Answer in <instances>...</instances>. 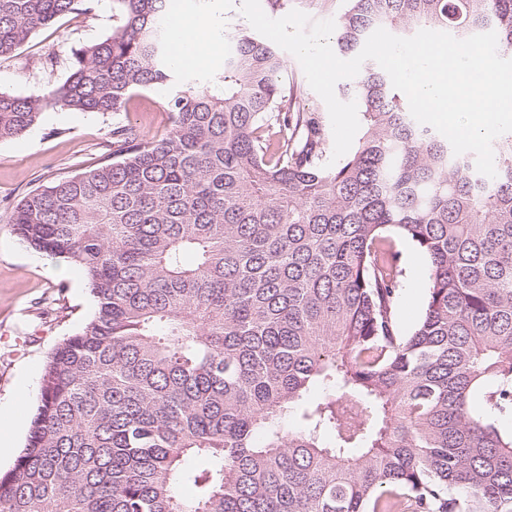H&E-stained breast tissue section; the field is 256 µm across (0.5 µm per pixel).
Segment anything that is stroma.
<instances>
[{
	"mask_svg": "<svg viewBox=\"0 0 512 512\" xmlns=\"http://www.w3.org/2000/svg\"><path fill=\"white\" fill-rule=\"evenodd\" d=\"M170 17L193 12L212 16L218 31L246 27L239 0H224L213 12L210 0H169ZM112 32V0H96L90 16L68 15L39 31L15 56L0 58V91L26 95L47 91L67 76L74 44L97 42ZM55 56L51 68L40 58ZM162 88L140 92L126 110L107 115L47 108L21 137L0 141V408L20 406L23 414L10 453L0 456V471L11 469L26 443L31 414L38 402L44 362L64 337L84 327L94 301L86 278L75 265L27 247L11 224L13 208L33 184L47 182L94 165L109 152L114 127L132 125L147 136L170 128L162 106ZM403 269L395 318L409 333L425 303L428 276L425 257L405 239H397Z\"/></svg>",
	"mask_w": 512,
	"mask_h": 512,
	"instance_id": "35a3bbf8",
	"label": "stroma"
}]
</instances>
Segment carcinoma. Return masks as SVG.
I'll list each match as a JSON object with an SVG mask.
<instances>
[{
  "label": "carcinoma",
  "mask_w": 512,
  "mask_h": 512,
  "mask_svg": "<svg viewBox=\"0 0 512 512\" xmlns=\"http://www.w3.org/2000/svg\"><path fill=\"white\" fill-rule=\"evenodd\" d=\"M337 45L377 28L496 32L512 0H348ZM93 0H0V58ZM168 0H112L48 93L0 92V140L49 107L102 115L159 86L171 128L112 129L88 169L30 189L12 224L84 271L91 321L47 356L0 512H512V133L497 176L414 122L365 62L356 147L326 166L274 45L225 35L219 95L179 84ZM428 261L399 334L394 237Z\"/></svg>",
  "instance_id": "1"
}]
</instances>
